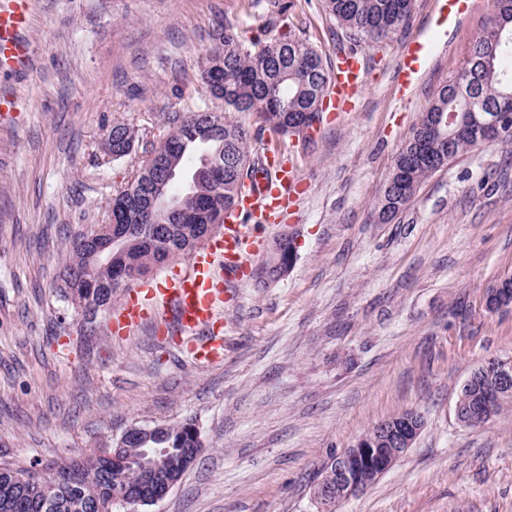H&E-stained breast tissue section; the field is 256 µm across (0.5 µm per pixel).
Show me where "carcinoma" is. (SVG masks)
<instances>
[{
    "label": "carcinoma",
    "instance_id": "obj_1",
    "mask_svg": "<svg viewBox=\"0 0 512 512\" xmlns=\"http://www.w3.org/2000/svg\"><path fill=\"white\" fill-rule=\"evenodd\" d=\"M412 0H324V6L355 34L371 40L387 38L408 27ZM267 32L272 37L259 49L246 47L230 25L217 37V45L205 56L201 81L210 93L220 92L224 111H212L202 100L187 112L165 115L167 132L157 140H144L138 129L112 122L106 137L112 139V156L123 158L135 146L151 147L157 164L175 163L178 178L166 184L177 198L181 213L158 236L146 222L145 207L156 185L155 172L143 165L131 166L126 185L112 197V222L99 224L89 234L71 243L68 260L60 274L59 291L76 311L93 313L97 307H112L120 290L141 280L170 261L189 256L204 239L206 224L223 226L237 208L252 181L260 157L253 144L268 133L281 145L294 132L288 127L304 117L322 120V105L330 73L319 52L288 29L290 0H266ZM507 38L492 41L487 33L473 42L466 67L433 94L427 111L404 138L393 161L388 188L379 205L395 218L419 185L454 159L486 140L494 139L486 119L500 114L499 138L512 148V111L505 108L512 96V22ZM250 115L253 122L230 118V113ZM457 113L451 140L436 130V118ZM201 148L195 165L186 168L189 155ZM117 240L115 258L108 264L96 260L99 242ZM189 420L157 424L142 433L131 448H96L77 459L42 467L25 484L14 473L28 471L10 463L0 465V512H81L76 505L90 501L93 512H114L122 505L121 493L142 480L141 448H168L163 460L175 478L186 471L179 449L195 448L198 442L189 430Z\"/></svg>",
    "mask_w": 512,
    "mask_h": 512
}]
</instances>
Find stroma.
<instances>
[{"mask_svg": "<svg viewBox=\"0 0 512 512\" xmlns=\"http://www.w3.org/2000/svg\"><path fill=\"white\" fill-rule=\"evenodd\" d=\"M288 25L335 64L357 54L352 106L324 112L282 151L303 187L264 231L293 235L280 280L246 276L220 316L224 358L197 366L143 322L129 335L67 308L57 286L70 239L105 223L131 159L104 148L114 121L148 137L198 100L200 58L224 25L243 42L267 24L249 0H34L30 65L0 75L18 101L0 122V460L50 465L126 427L190 418L204 450L143 512H320L313 478L373 425L406 410L411 448L336 512H512V413L482 427L454 408L471 370L512 357V307L488 288L512 275V156L486 141L426 179L389 224L375 221L403 139L465 65L494 0L445 20L413 0L409 26L350 36L323 0H293ZM426 41L411 89L404 48ZM95 332H87V324Z\"/></svg>", "mask_w": 512, "mask_h": 512, "instance_id": "35a3bbf8", "label": "stroma"}]
</instances>
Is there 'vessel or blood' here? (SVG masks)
<instances>
[{"mask_svg":"<svg viewBox=\"0 0 512 512\" xmlns=\"http://www.w3.org/2000/svg\"><path fill=\"white\" fill-rule=\"evenodd\" d=\"M33 0H0V70L21 71L31 60L25 34ZM424 45L412 41L403 52L400 82L410 87L423 63ZM361 63L356 55L342 58L336 70V88L350 93L359 83ZM255 192L242 197L237 216L224 231L196 251L186 266L158 284H143L113 313V333L129 332L143 320L160 318L181 340V347L197 364L212 363L224 355V337L217 317L231 282L242 278L260 253V230L274 227L287 210L299 185L293 167L280 156H263L254 174Z\"/></svg>","mask_w":512,"mask_h":512,"instance_id":"obj_1","label":"vessel or blood"}]
</instances>
